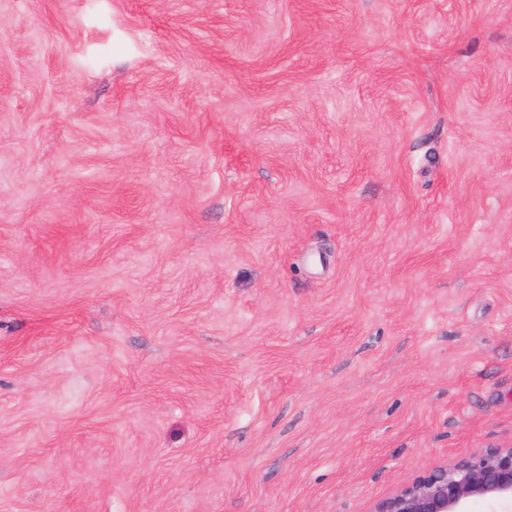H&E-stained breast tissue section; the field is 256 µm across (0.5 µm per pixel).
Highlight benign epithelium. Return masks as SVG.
I'll use <instances>...</instances> for the list:
<instances>
[{"label": "benign epithelium", "instance_id": "7a95c632", "mask_svg": "<svg viewBox=\"0 0 512 512\" xmlns=\"http://www.w3.org/2000/svg\"><path fill=\"white\" fill-rule=\"evenodd\" d=\"M476 501L512 512V444L437 465L376 501L370 512H470Z\"/></svg>", "mask_w": 512, "mask_h": 512}]
</instances>
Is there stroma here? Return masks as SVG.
I'll use <instances>...</instances> for the list:
<instances>
[{"label":"stroma","instance_id":"obj_1","mask_svg":"<svg viewBox=\"0 0 512 512\" xmlns=\"http://www.w3.org/2000/svg\"><path fill=\"white\" fill-rule=\"evenodd\" d=\"M510 443L512 0H0V512Z\"/></svg>","mask_w":512,"mask_h":512}]
</instances>
